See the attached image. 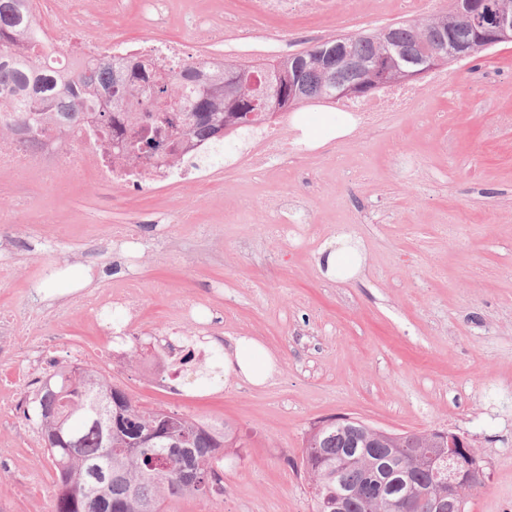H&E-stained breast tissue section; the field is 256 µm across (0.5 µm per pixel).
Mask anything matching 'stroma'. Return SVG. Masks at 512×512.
Segmentation results:
<instances>
[{
  "label": "stroma",
  "mask_w": 512,
  "mask_h": 512,
  "mask_svg": "<svg viewBox=\"0 0 512 512\" xmlns=\"http://www.w3.org/2000/svg\"><path fill=\"white\" fill-rule=\"evenodd\" d=\"M99 33L128 39L152 34L187 40L200 57L262 60L283 51L261 35L225 33L214 42L225 9L251 28L255 0H166V27L142 22V0H82ZM449 92L430 90L409 112L383 113L357 139H332L274 169L248 172L256 138L229 137L233 163L216 171L222 198L178 184L112 200L110 188L75 164L58 187L37 177L17 182L0 173V207L22 212L20 241L10 244L17 273L0 284V310L22 307L38 261L56 264L41 287L88 274L91 240L112 224L132 225L145 250L134 302L141 342L116 369L98 363L100 334L69 297L52 302L68 329L69 349L145 406L226 422L238 445L224 453V492L171 500L167 512H313L306 476L295 467L310 427L336 415L403 433L447 429L468 434L486 479L469 492L468 512H512V43L442 66ZM414 156L422 183L406 178L398 156ZM286 196L308 213L310 244L300 252L269 240L270 216L244 212L251 197ZM191 210L194 224L177 221ZM63 224L66 241L43 251L38 228ZM344 226L367 248L361 280L318 274L317 250ZM166 283L157 291L156 283ZM222 309L218 335L253 336L280 360L262 388L225 387L223 378L178 380L157 387L141 359L151 337L181 335L172 318L185 295ZM54 470L40 485L0 475V512H51Z\"/></svg>",
  "instance_id": "1"
}]
</instances>
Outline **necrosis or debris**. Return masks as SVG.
I'll use <instances>...</instances> for the list:
<instances>
[{"instance_id":"1","label":"necrosis or debris","mask_w":512,"mask_h":512,"mask_svg":"<svg viewBox=\"0 0 512 512\" xmlns=\"http://www.w3.org/2000/svg\"><path fill=\"white\" fill-rule=\"evenodd\" d=\"M39 14L47 19L45 41L55 45L63 41L72 45L69 56L70 69H77L83 59L82 49L94 39V27L74 9L71 0H37ZM347 13L335 8L331 0H257L254 26L266 39L285 44L297 34V20L320 21L327 25L342 24ZM277 19V26H269V19ZM101 52L115 63L128 66L147 62L168 70L176 69L190 59V47L184 42L160 41L149 37L137 40L115 38L103 43ZM440 76H431L427 85H391L373 97L340 102L342 111L348 112L357 131L372 127L378 113L401 112L422 100L427 91L441 87ZM290 114H280L276 123L259 126L257 135L262 144V155L254 162L255 169H262L271 160L281 162L297 153L288 143L285 132L291 124ZM85 146L82 162L93 171L102 184L112 187L119 195L128 191L153 193L174 182L193 180V165L189 158L173 161L165 157L128 160L116 156L112 137L103 135L96 124L85 121L72 133L70 139L52 142L46 130H37L33 141H23L12 136L0 135V172L24 179L38 175L45 184L58 185L69 171L76 146ZM244 210L271 212L270 235L275 241L288 242L293 247H303L307 240L306 225L297 223L279 207L277 201L251 198L242 204ZM141 282L137 277H127L117 288L89 291L81 294L76 305L84 320L105 331L99 348L100 356L107 363H114L115 350L137 343L132 329L139 322V311L133 302ZM37 293L28 296L32 319L10 313L0 316V348L18 353L20 359L5 383L12 393L0 400V423L13 426L15 437L26 444H34L37 430L26 424L29 412L28 394L39 385L50 371L58 366L51 347L66 341V329L55 318L40 312ZM123 310L127 322L113 328L112 313Z\"/></svg>"}]
</instances>
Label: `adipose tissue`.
Returning <instances> with one entry per match:
<instances>
[{"instance_id":"ef3b65f1","label":"adipose tissue","mask_w":512,"mask_h":512,"mask_svg":"<svg viewBox=\"0 0 512 512\" xmlns=\"http://www.w3.org/2000/svg\"><path fill=\"white\" fill-rule=\"evenodd\" d=\"M295 127L301 133L303 143L312 145L332 138H340L352 129L350 116L345 113L314 118L303 115L297 118ZM365 260L363 244L351 235L337 233L334 242L320 248L316 264L324 278L345 280L359 275ZM207 347L221 350L225 385L239 383L262 387L280 372L277 356L252 336H239L221 343L219 337H208Z\"/></svg>"}]
</instances>
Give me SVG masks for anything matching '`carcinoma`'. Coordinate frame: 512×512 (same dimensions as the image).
Returning a JSON list of instances; mask_svg holds the SVG:
<instances>
[{
    "mask_svg": "<svg viewBox=\"0 0 512 512\" xmlns=\"http://www.w3.org/2000/svg\"><path fill=\"white\" fill-rule=\"evenodd\" d=\"M33 0H0V89L25 92L9 109L0 108V134L28 131L41 124L57 135L61 125L95 113L104 132L115 124L112 113L134 106L147 121L121 138L127 153L153 156L172 152L169 132L219 142L214 123H224V136L239 134L257 112H288L313 101L341 100L336 84H358L359 97L405 80V68L390 63L393 43L415 56L422 53L417 28L433 27L453 44L469 26L454 8L418 24L395 22L376 31L338 35L314 41L283 58L259 63L224 58L191 59L177 71L150 73L134 65L129 73L101 54L89 52L84 65L63 84L47 70L42 28L28 4ZM341 42L362 61L361 72L340 67L330 49ZM43 448L54 467L53 512H144L147 505L163 512L168 499L209 497L224 493L219 463L232 430L224 423L139 406L122 388L99 372L83 367L60 369L38 389L31 406ZM366 432L353 419L340 424L323 420L316 427L317 447H304L300 468L308 476L314 512H331L345 482L352 495L348 512H393L377 484L368 478L377 448L347 451V434ZM411 469L406 490L441 493L437 479L418 458L402 454Z\"/></svg>",
    "mask_w": 512,
    "mask_h": 512,
    "instance_id": "obj_1",
    "label": "carcinoma"
}]
</instances>
